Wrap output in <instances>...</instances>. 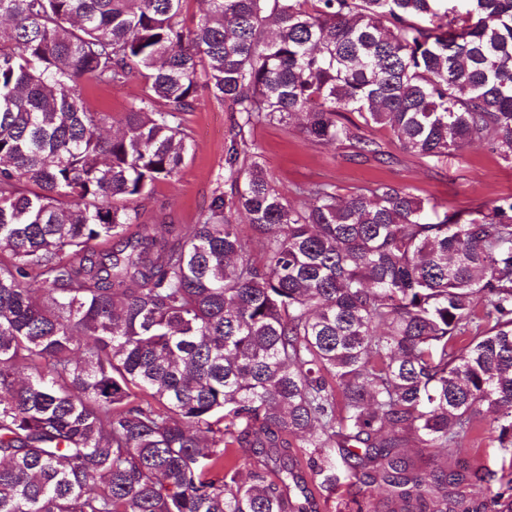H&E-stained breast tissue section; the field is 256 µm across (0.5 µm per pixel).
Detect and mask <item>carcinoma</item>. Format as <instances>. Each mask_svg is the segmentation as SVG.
<instances>
[{
	"mask_svg": "<svg viewBox=\"0 0 512 512\" xmlns=\"http://www.w3.org/2000/svg\"><path fill=\"white\" fill-rule=\"evenodd\" d=\"M185 2L0 0V512H306L295 461L237 481L236 449L293 438L324 485L340 459L389 512H456L461 478L400 449L484 411L512 447V196L436 222L390 183L292 201L247 135L301 115L357 159L394 160L365 134L388 128L512 164V0H205L192 28ZM133 79L107 137L82 82ZM202 91L235 114L228 188L178 243L133 238Z\"/></svg>",
	"mask_w": 512,
	"mask_h": 512,
	"instance_id": "1",
	"label": "carcinoma"
}]
</instances>
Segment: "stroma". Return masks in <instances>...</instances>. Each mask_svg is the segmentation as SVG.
<instances>
[{
	"mask_svg": "<svg viewBox=\"0 0 512 512\" xmlns=\"http://www.w3.org/2000/svg\"><path fill=\"white\" fill-rule=\"evenodd\" d=\"M141 91L135 81L118 88L92 82L84 85L87 104L111 113L116 122ZM185 119L191 154L173 180L158 182L139 201L141 218L132 226V233L142 232L147 225L157 228L168 224L172 227L168 241H177L196 224L213 190L224 181L233 113L209 97L186 113ZM301 124V119L295 117L288 125H262L251 133L252 140L262 148L265 168L277 187L289 189L301 183L329 181L340 195L347 196L355 189L382 181L410 187L438 210L451 212L512 194V164L481 145L452 150L440 157L410 156L398 152L390 131L375 128L372 136L397 156L394 163L380 164L351 158L343 148L306 140ZM289 454L299 460L301 475L313 493L308 512H387L385 501L372 487L349 475L346 468H338L336 486L329 489L322 486L311 467L307 449L293 448ZM447 466L467 476L459 488L463 506L479 507L480 512H503L512 503V448L499 447L493 434L484 433L480 440L450 453Z\"/></svg>",
	"mask_w": 512,
	"mask_h": 512,
	"instance_id": "stroma-1",
	"label": "stroma"
}]
</instances>
